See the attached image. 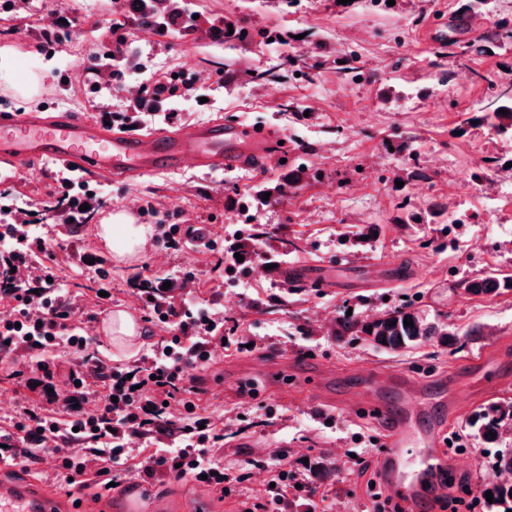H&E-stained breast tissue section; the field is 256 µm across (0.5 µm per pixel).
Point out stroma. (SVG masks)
<instances>
[{
  "mask_svg": "<svg viewBox=\"0 0 512 512\" xmlns=\"http://www.w3.org/2000/svg\"><path fill=\"white\" fill-rule=\"evenodd\" d=\"M465 0H192L174 30L159 34L149 14L116 10L113 0H0V49L20 55L0 69V104L21 112H68L84 119L112 115V129L136 117L137 132H172L215 119L246 128H275L288 156L270 154L261 169L182 168L132 178L99 171L74 173L76 194L102 199L98 217L119 210L139 215L152 236L145 257L120 261L98 242L94 226L71 230L38 218L40 200L53 196V162L28 163L24 175L0 163V199L27 221L28 238L51 243L40 260L50 271L53 298L69 302L64 338L19 357L0 351V432L13 433L30 409L59 416V395L73 385L79 356L66 338L85 337L107 372L138 365L158 345L182 353L184 391L171 405L184 423L220 433L207 441L212 456L233 476L224 495L190 478L143 480L145 459L173 439L137 437L125 448L129 472L118 488L98 486L100 464L90 448L73 444L33 448L21 464L0 463V479L25 480L84 512L105 498L121 502L141 493L145 504L167 501L209 512H242L267 503V480L280 460L299 480L324 494V512H377L385 493L379 466L384 441L405 405L419 408L415 424L442 436L446 464L426 479L412 512H449L448 499L481 495L496 484V453L512 448L479 437L472 421L487 406L477 398L484 379L502 378L499 397L512 398V291L470 295L459 284L490 270L512 272V193L497 182L512 162V141L483 122L487 85L476 72L512 83V44L482 52L477 34L461 35L463 58L440 55L437 35L447 30ZM252 32L241 43L223 36L226 24ZM206 28L215 37L203 36ZM130 59L123 76L145 84L175 76L177 91L162 107L134 108L127 85L96 86L89 68L116 36ZM357 66L352 78L347 67ZM41 73L37 95L24 96V71ZM266 79H259V72ZM232 85H225L226 73ZM497 159L482 181L473 171ZM284 184L283 194L253 201L261 185ZM433 213L412 224L410 212ZM264 225L269 236L250 259L227 272L224 250L234 230ZM300 252L282 257L281 239ZM399 265L404 283L365 276L360 263ZM334 265L343 276L324 284L288 285L275 265ZM171 284V303L184 316L208 310L215 329L204 357L193 356L196 337L147 307L129 284L132 274ZM190 289H183L185 278ZM448 333L398 351L336 333L339 320L378 317L402 305ZM129 312L145 339L113 345L102 332L113 310ZM481 335H471L473 326ZM375 374L365 388L367 374ZM417 391L402 401L393 381ZM52 383L45 394L42 383ZM82 464L73 486L57 485L63 459ZM376 490H368L369 480Z\"/></svg>",
  "mask_w": 512,
  "mask_h": 512,
  "instance_id": "1",
  "label": "stroma"
}]
</instances>
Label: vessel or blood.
<instances>
[{"instance_id": "b4317fda", "label": "vessel or blood", "mask_w": 512, "mask_h": 512, "mask_svg": "<svg viewBox=\"0 0 512 512\" xmlns=\"http://www.w3.org/2000/svg\"><path fill=\"white\" fill-rule=\"evenodd\" d=\"M274 132H254L214 121L179 133H121L106 125L67 114L18 112L0 107V159L14 172L28 161L54 158L62 167L94 168L117 177L180 166L193 157L199 167L250 166L261 168L268 153L278 149ZM286 282H319L320 265L291 266ZM439 435L418 431L408 418L396 420L380 457L390 474L391 491L400 498L416 497L428 473L441 463ZM0 512H68L61 502L24 484H0Z\"/></svg>"}]
</instances>
